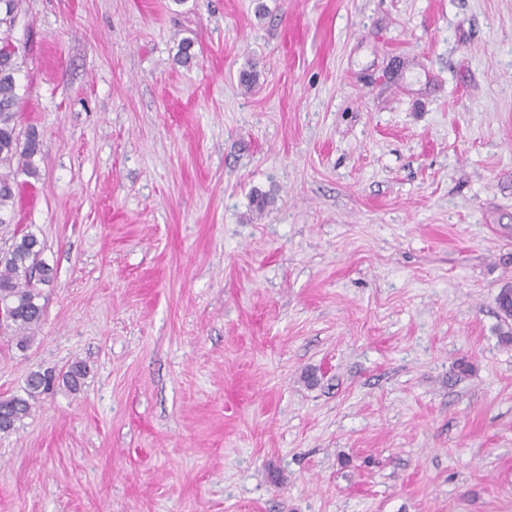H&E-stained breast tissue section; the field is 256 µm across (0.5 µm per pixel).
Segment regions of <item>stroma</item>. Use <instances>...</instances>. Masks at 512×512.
Masks as SVG:
<instances>
[{"label": "stroma", "instance_id": "1", "mask_svg": "<svg viewBox=\"0 0 512 512\" xmlns=\"http://www.w3.org/2000/svg\"><path fill=\"white\" fill-rule=\"evenodd\" d=\"M15 36L56 276L0 398L88 373L0 433V512H512V0H25Z\"/></svg>", "mask_w": 512, "mask_h": 512}]
</instances>
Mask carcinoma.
I'll return each mask as SVG.
<instances>
[{
  "instance_id": "1",
  "label": "carcinoma",
  "mask_w": 512,
  "mask_h": 512,
  "mask_svg": "<svg viewBox=\"0 0 512 512\" xmlns=\"http://www.w3.org/2000/svg\"><path fill=\"white\" fill-rule=\"evenodd\" d=\"M22 0H0V309L4 311L0 331L9 334L20 349L34 340V330L44 316L39 304L40 289L36 283L53 280V269L41 255L44 245L31 232L14 224L18 201L27 189L39 181L34 158L43 154V141L33 126L20 127L24 97L18 93L21 71V51L13 32L21 13ZM24 174L26 180L17 179ZM500 318L512 320V288L504 285L496 298ZM87 374L86 366L74 362L68 370H34L26 382L24 394L0 399V432L16 428L41 402L42 397L64 386L70 392L81 387Z\"/></svg>"
}]
</instances>
